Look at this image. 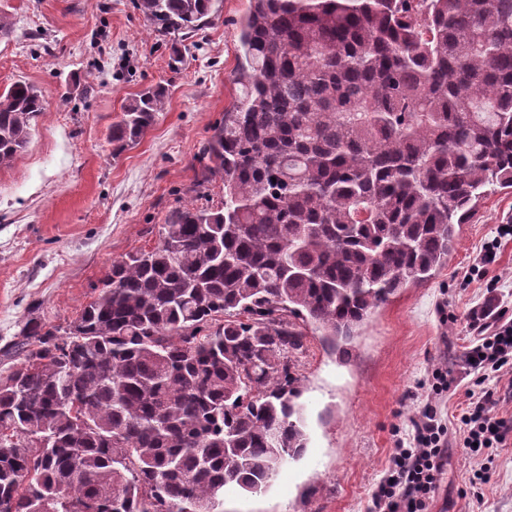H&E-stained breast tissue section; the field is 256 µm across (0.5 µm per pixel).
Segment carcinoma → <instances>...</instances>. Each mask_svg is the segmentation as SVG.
Listing matches in <instances>:
<instances>
[{
	"label": "carcinoma",
	"instance_id": "cac0c4a2",
	"mask_svg": "<svg viewBox=\"0 0 512 512\" xmlns=\"http://www.w3.org/2000/svg\"><path fill=\"white\" fill-rule=\"evenodd\" d=\"M214 0H137L161 35ZM246 91L203 147L218 207L186 205L112 263L65 328L31 318L0 379V512H223L307 448L291 355L342 347L448 266L490 186L512 188V0H250ZM112 125L133 147L166 105ZM41 91H0V167Z\"/></svg>",
	"mask_w": 512,
	"mask_h": 512
}]
</instances>
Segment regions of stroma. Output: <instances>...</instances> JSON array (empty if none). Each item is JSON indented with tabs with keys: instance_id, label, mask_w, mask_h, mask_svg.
Here are the masks:
<instances>
[{
	"instance_id": "1",
	"label": "stroma",
	"mask_w": 512,
	"mask_h": 512,
	"mask_svg": "<svg viewBox=\"0 0 512 512\" xmlns=\"http://www.w3.org/2000/svg\"><path fill=\"white\" fill-rule=\"evenodd\" d=\"M248 0H216L192 30L157 35L136 0H0L12 31L0 37V89L39 88L47 110L22 157L0 167V379L23 362L13 343L36 318L64 327L91 300L114 260L153 246L173 210L217 207L224 183L202 182V148L242 93L239 23ZM168 91L154 128L113 154L111 127L146 86ZM512 225V188L488 193L462 225L448 265L404 289L362 326L347 354L309 331L293 355L309 437L267 492L224 489V512H374L396 433H408L438 367L477 336L473 308L512 310V238L495 262L470 274L473 257ZM471 379L439 404L448 427V467L432 512H512V446L498 449L494 479L472 487L485 459L462 455L459 413Z\"/></svg>"
}]
</instances>
